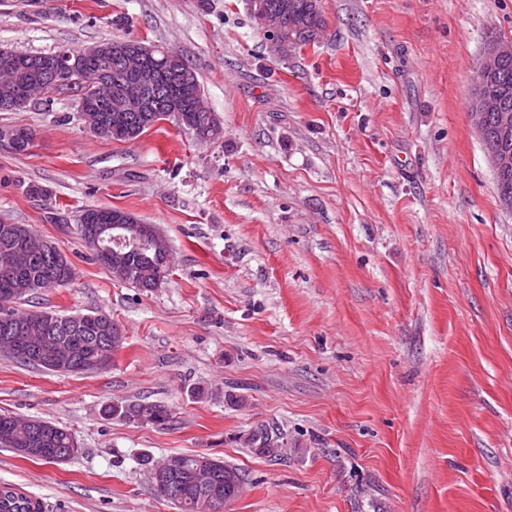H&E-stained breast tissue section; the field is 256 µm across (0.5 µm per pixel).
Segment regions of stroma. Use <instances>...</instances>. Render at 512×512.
<instances>
[{
	"mask_svg": "<svg viewBox=\"0 0 512 512\" xmlns=\"http://www.w3.org/2000/svg\"><path fill=\"white\" fill-rule=\"evenodd\" d=\"M321 6L322 36L283 58L248 0H0V47L178 50L223 126L207 144L164 120L105 140L70 90L0 112L35 134L0 151V222L75 272L39 308L106 311L124 338L95 373L0 355V413L80 448L43 463L0 447V483L41 512H177L141 460L200 452L247 476L224 512H512V213L467 111L486 42L512 40V0ZM90 207L157 225L161 286L94 262L76 224ZM138 400L171 421L103 413ZM263 423L286 431L283 456L244 448Z\"/></svg>",
	"mask_w": 512,
	"mask_h": 512,
	"instance_id": "stroma-1",
	"label": "stroma"
}]
</instances>
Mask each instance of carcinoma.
<instances>
[{
  "label": "carcinoma",
  "instance_id": "carcinoma-1",
  "mask_svg": "<svg viewBox=\"0 0 512 512\" xmlns=\"http://www.w3.org/2000/svg\"><path fill=\"white\" fill-rule=\"evenodd\" d=\"M266 9L273 15L281 16V40L293 43V48H301L315 41L324 29L325 20L321 7L313 0H263ZM154 58L161 66L169 68V73L161 76L160 86L145 89L147 100L157 108L155 112H146L140 122L130 121L125 132L117 136L119 141H133L149 127L159 121V115L171 104L178 106L184 114V123H212V131L222 132L220 123L207 102L204 93H195L188 88L176 72L182 70L196 72L195 66L183 55L171 56L159 45H153ZM89 48L65 49L67 64L74 65L84 73L107 79L112 89L122 87L127 74L117 56L107 60L88 55ZM12 59L11 69L16 73V81L8 86L0 84V103L20 95L37 73L39 62L53 58L51 53H28L12 48H0V63L4 58ZM66 68L58 70L61 82L50 89L70 87L79 93V98L93 92V87L66 79ZM491 92L501 94L512 109V57L505 60L496 83L487 87ZM85 222L92 226L97 234L100 247L123 255L128 275L135 287L150 291L158 287L159 273L169 270V253L157 252L154 234L150 224H136V217L117 208H87L82 210ZM29 229L27 224H0V256L16 245L18 232ZM73 279V267L66 257L52 247L47 256L36 259L26 274L20 277H8L0 271V337L7 335L5 322H10L15 336L30 337L33 347L41 349L51 345V336H68L80 346L78 358L85 360L96 356L101 350H115L112 340L116 335L112 326L100 320L104 312L84 314L75 320L71 315H62L55 311H21L16 305L28 300L45 288L64 287ZM108 415L122 418L136 424H164L171 418L168 407L162 403L138 401L129 404H114L105 409ZM36 434L40 435L34 447L38 448L37 461L48 463L61 462V456L76 441L67 430L40 418ZM33 434L28 432V418L0 413V447L27 448ZM287 445L286 433L274 424H261L245 438V446L257 455L277 457ZM179 467L170 474V482L182 489L183 497L170 498L180 512H197L195 502L202 496L211 497L216 503L224 504L239 494L246 481L242 470L228 465L223 459L213 457L211 470L204 484H199L196 474V459L193 454L174 456Z\"/></svg>",
  "mask_w": 512,
  "mask_h": 512
}]
</instances>
